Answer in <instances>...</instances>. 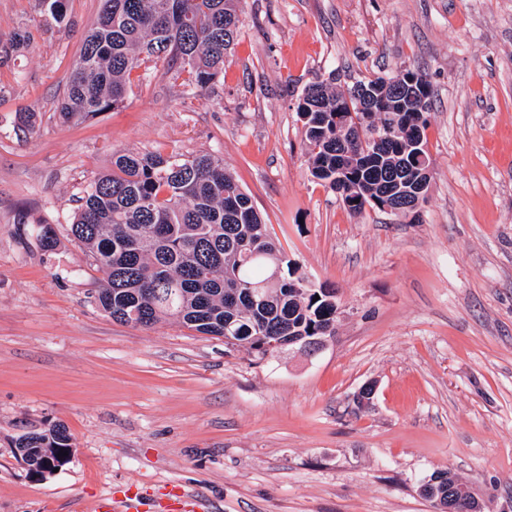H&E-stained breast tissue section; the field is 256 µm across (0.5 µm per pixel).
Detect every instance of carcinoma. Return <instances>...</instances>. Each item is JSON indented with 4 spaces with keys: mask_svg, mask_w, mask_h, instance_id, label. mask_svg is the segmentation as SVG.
Returning <instances> with one entry per match:
<instances>
[{
    "mask_svg": "<svg viewBox=\"0 0 512 512\" xmlns=\"http://www.w3.org/2000/svg\"><path fill=\"white\" fill-rule=\"evenodd\" d=\"M57 23L66 0H41ZM97 22L82 40L58 105L65 121L88 120L123 104L133 72L145 80L161 60L187 73L184 85L204 91L224 74L240 33V0H101ZM386 108L362 129L354 91ZM431 107L423 73L363 78L347 90L308 85L297 104L304 119L310 171L336 189L341 175L353 214L380 207L389 190L407 200L421 189L414 145L423 142ZM70 235L92 259L96 302L113 320L150 329L168 320L207 336L234 340L258 359L263 345L336 335V303L282 252L268 224L224 159L211 153H114L93 173L67 220ZM28 470L53 471L71 448L62 423L12 442Z\"/></svg>",
    "mask_w": 512,
    "mask_h": 512,
    "instance_id": "obj_1",
    "label": "carcinoma"
}]
</instances>
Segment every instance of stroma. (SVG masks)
<instances>
[{
  "label": "stroma",
  "mask_w": 512,
  "mask_h": 512,
  "mask_svg": "<svg viewBox=\"0 0 512 512\" xmlns=\"http://www.w3.org/2000/svg\"><path fill=\"white\" fill-rule=\"evenodd\" d=\"M99 3L67 0L58 24L40 0H0V512H79L126 487L168 512L174 486L204 512H435L419 486L441 469L512 512V0H242L211 88L187 94L161 62L119 107L65 123ZM406 68L432 89L427 201L416 219L352 214L309 172L298 101ZM125 150L222 157L288 257L336 289L335 336L260 361L102 312L66 218ZM57 421L75 452L34 479L10 442Z\"/></svg>",
  "instance_id": "1"
}]
</instances>
